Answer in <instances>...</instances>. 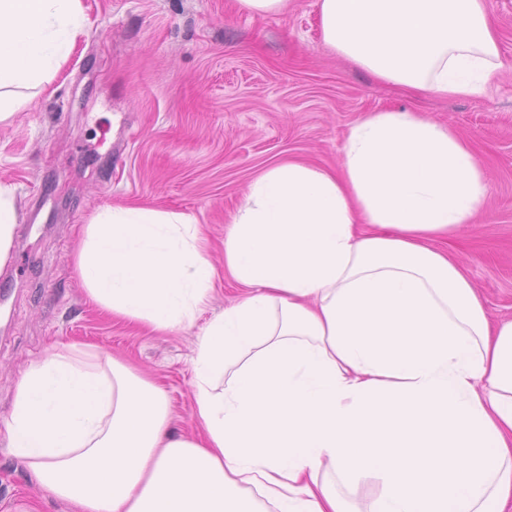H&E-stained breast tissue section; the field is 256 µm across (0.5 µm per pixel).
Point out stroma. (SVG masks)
Segmentation results:
<instances>
[{
  "mask_svg": "<svg viewBox=\"0 0 512 512\" xmlns=\"http://www.w3.org/2000/svg\"><path fill=\"white\" fill-rule=\"evenodd\" d=\"M503 69L471 99L404 93L324 44L317 0L254 16L236 0H82L88 26L29 111L0 123V184L26 237L0 282V420L28 364L56 343L130 359L170 400L175 432L193 426L198 327L148 333L108 320L71 271L98 207L145 203L197 216L224 266V220L250 180L294 158L336 166L362 114L406 107L471 140L492 184L447 246L492 321L512 320V0H488ZM0 512H70L0 447Z\"/></svg>",
  "mask_w": 512,
  "mask_h": 512,
  "instance_id": "1",
  "label": "stroma"
}]
</instances>
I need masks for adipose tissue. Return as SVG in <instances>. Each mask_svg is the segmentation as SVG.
<instances>
[{
    "instance_id": "adipose-tissue-1",
    "label": "adipose tissue",
    "mask_w": 512,
    "mask_h": 512,
    "mask_svg": "<svg viewBox=\"0 0 512 512\" xmlns=\"http://www.w3.org/2000/svg\"><path fill=\"white\" fill-rule=\"evenodd\" d=\"M317 6L325 45L401 91L477 97L501 68L487 0ZM86 25L81 0H0V122ZM490 194L450 127L366 113L337 168L273 163L229 214L220 271L244 294L200 325L195 430L128 361L61 343L0 447L74 512H512V320L438 244ZM72 267L93 307L153 332L198 325L220 272L194 214L141 203L99 207Z\"/></svg>"
}]
</instances>
